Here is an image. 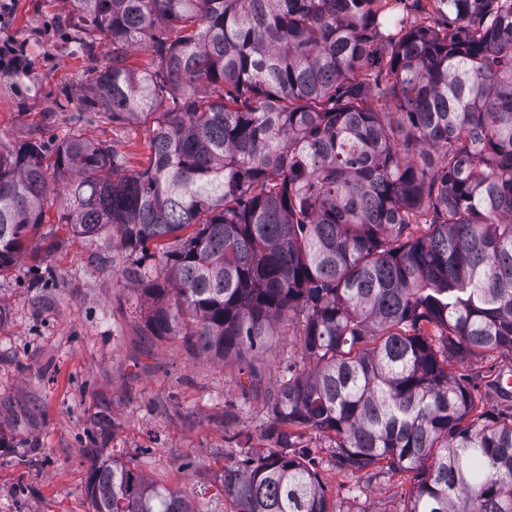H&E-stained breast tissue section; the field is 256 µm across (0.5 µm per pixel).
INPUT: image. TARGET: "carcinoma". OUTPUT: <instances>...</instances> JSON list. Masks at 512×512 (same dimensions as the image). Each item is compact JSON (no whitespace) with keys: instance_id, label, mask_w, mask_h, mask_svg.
I'll list each match as a JSON object with an SVG mask.
<instances>
[{"instance_id":"cac0c4a2","label":"carcinoma","mask_w":512,"mask_h":512,"mask_svg":"<svg viewBox=\"0 0 512 512\" xmlns=\"http://www.w3.org/2000/svg\"><path fill=\"white\" fill-rule=\"evenodd\" d=\"M67 2L94 105L151 123V155L125 172L74 128L49 174L38 145L0 139V272L55 193L73 233L136 256L139 284L155 244L156 335L227 357L295 324L276 447L224 467L235 512H336L301 429L352 478L409 476L406 512H512V411L478 409L448 363L512 352V0H435L446 24L406 33L377 0ZM85 494L93 512H200L115 462Z\"/></svg>"}]
</instances>
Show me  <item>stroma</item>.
I'll use <instances>...</instances> for the list:
<instances>
[{"label":"stroma","instance_id":"35a3bbf8","mask_svg":"<svg viewBox=\"0 0 512 512\" xmlns=\"http://www.w3.org/2000/svg\"><path fill=\"white\" fill-rule=\"evenodd\" d=\"M26 47L22 70L0 68V138L34 143L45 158L72 124L146 166V124L112 125L87 108L85 58L72 39L65 0H14L0 42ZM61 201L19 261L0 273V512H92L84 487L97 463H125L190 495L201 512H233L224 467L239 449L274 447L268 407L284 376L291 326H280L248 355L249 370L202 350L176 332L157 336L149 300L126 276L132 260L111 234L91 242L64 224ZM477 386L479 408L512 410V391L488 388L512 378V352L452 363ZM303 446L338 512L352 503L349 477L331 465L330 441L303 430ZM410 483L380 473L364 485L369 512H405Z\"/></svg>","mask_w":512,"mask_h":512}]
</instances>
